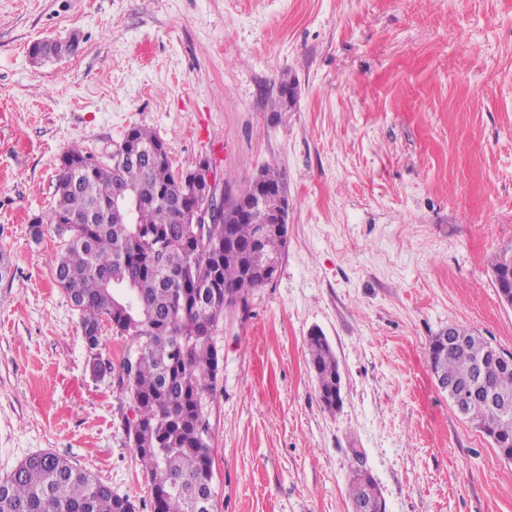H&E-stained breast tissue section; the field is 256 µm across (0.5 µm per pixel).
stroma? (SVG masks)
Returning <instances> with one entry per match:
<instances>
[{
  "label": "stroma",
  "mask_w": 512,
  "mask_h": 512,
  "mask_svg": "<svg viewBox=\"0 0 512 512\" xmlns=\"http://www.w3.org/2000/svg\"><path fill=\"white\" fill-rule=\"evenodd\" d=\"M133 126L179 172L206 158L233 188L268 163L285 174L278 272L213 333L215 512H352L357 468L387 512H512V461L428 363L451 325L512 352L493 269L512 255V0H0V253L16 272L0 284V478L52 452L151 512L129 401L92 371L52 233L30 231L60 156L106 155ZM314 331L340 366L336 412L307 363Z\"/></svg>",
  "instance_id": "stroma-1"
}]
</instances>
